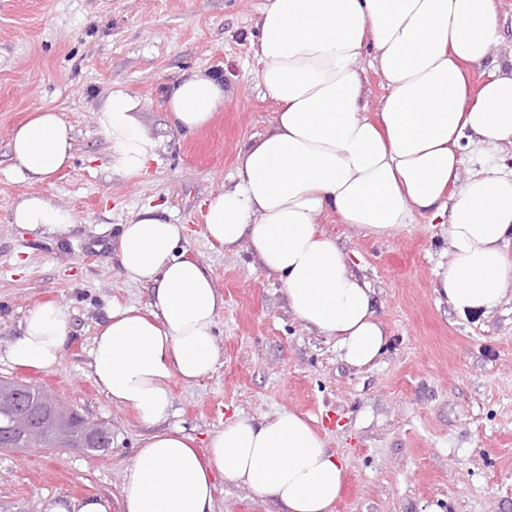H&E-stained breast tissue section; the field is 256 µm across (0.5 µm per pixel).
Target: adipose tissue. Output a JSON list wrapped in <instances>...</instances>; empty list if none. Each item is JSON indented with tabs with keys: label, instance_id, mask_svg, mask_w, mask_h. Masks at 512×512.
Instances as JSON below:
<instances>
[{
	"label": "adipose tissue",
	"instance_id": "1",
	"mask_svg": "<svg viewBox=\"0 0 512 512\" xmlns=\"http://www.w3.org/2000/svg\"><path fill=\"white\" fill-rule=\"evenodd\" d=\"M252 43L259 84L277 105L273 128L238 155L233 187L207 200L208 238L232 250L248 241L277 275L308 329L335 338L348 363L372 364L386 344L373 291L319 222L325 214L374 236L415 215L447 216L448 265L438 286L462 316L490 314L512 280V172L481 168L461 182L464 145L512 146V54L498 53L496 0H265ZM369 56L386 89L367 110L359 62ZM480 70L478 83L469 68ZM229 95L198 72L175 83L163 108L172 128L207 126ZM144 105L113 85L96 112L108 166L140 176L161 144ZM73 133L39 110L14 132L16 174L43 182L69 165ZM12 219L30 233H69L72 213L22 195ZM186 227L144 209L121 225L116 257L127 277L151 284L146 308L113 304L93 338L96 384L131 409L147 433L126 467L122 495L47 503L45 512H214L218 479L277 502L282 512H333L345 469L308 417L238 416L205 451L167 426L170 383L192 384L218 362L214 329L224 298L207 268L180 252ZM68 339L65 309L27 313L9 353L18 367L55 369Z\"/></svg>",
	"mask_w": 512,
	"mask_h": 512
}]
</instances>
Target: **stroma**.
Listing matches in <instances>:
<instances>
[{
    "label": "stroma",
    "mask_w": 512,
    "mask_h": 512,
    "mask_svg": "<svg viewBox=\"0 0 512 512\" xmlns=\"http://www.w3.org/2000/svg\"><path fill=\"white\" fill-rule=\"evenodd\" d=\"M264 0H0V378L53 393L112 429V445L0 448V512H44L50 500L120 497L123 472L146 429L112 403L90 369L92 340L113 302L142 307L147 284L119 269L115 236L142 208L187 228L185 247L224 297L219 361L198 383H171L169 425L205 445L241 414L282 410L313 420L347 466L335 512H512V280L488 315L457 314L438 287L448 263L445 225L418 217L400 232L367 234L320 219L374 291L388 343L372 365L346 362L334 338L290 311L279 280L248 242L225 251L205 234V202L230 185L237 157L271 130L252 50ZM196 71L217 74L233 96L193 134L161 106ZM140 98L161 141L136 178L113 174L96 110L113 84ZM51 109L74 130V158L46 183L20 182L8 144L20 123ZM37 193L74 217L64 237L13 224L20 196ZM53 300L68 336L53 372L14 366L9 350L30 309ZM215 512H281L248 487L218 480Z\"/></svg>",
    "instance_id": "1"
}]
</instances>
